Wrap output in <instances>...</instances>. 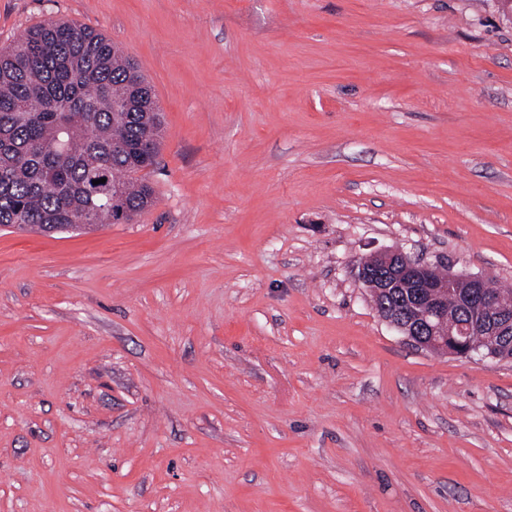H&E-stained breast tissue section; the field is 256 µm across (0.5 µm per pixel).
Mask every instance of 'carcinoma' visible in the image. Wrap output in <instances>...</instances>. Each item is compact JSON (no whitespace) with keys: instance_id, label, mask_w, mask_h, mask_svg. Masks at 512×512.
Returning a JSON list of instances; mask_svg holds the SVG:
<instances>
[{"instance_id":"carcinoma-1","label":"carcinoma","mask_w":512,"mask_h":512,"mask_svg":"<svg viewBox=\"0 0 512 512\" xmlns=\"http://www.w3.org/2000/svg\"><path fill=\"white\" fill-rule=\"evenodd\" d=\"M143 82L109 38L69 21L0 49V226L128 224L154 204L141 171L163 123L151 137Z\"/></svg>"}]
</instances>
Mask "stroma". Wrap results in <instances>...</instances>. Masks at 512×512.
Wrapping results in <instances>:
<instances>
[{
    "label": "stroma",
    "mask_w": 512,
    "mask_h": 512,
    "mask_svg": "<svg viewBox=\"0 0 512 512\" xmlns=\"http://www.w3.org/2000/svg\"><path fill=\"white\" fill-rule=\"evenodd\" d=\"M164 116L130 224L0 228V512H512V361L416 349L379 249L512 288L499 0H0Z\"/></svg>",
    "instance_id": "stroma-1"
}]
</instances>
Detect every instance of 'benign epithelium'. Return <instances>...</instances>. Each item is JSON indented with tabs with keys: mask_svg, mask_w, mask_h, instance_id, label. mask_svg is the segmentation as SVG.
<instances>
[{
	"mask_svg": "<svg viewBox=\"0 0 512 512\" xmlns=\"http://www.w3.org/2000/svg\"><path fill=\"white\" fill-rule=\"evenodd\" d=\"M378 263L362 259L355 280L372 299L379 317L415 348L455 357L512 360V292L502 294L479 276L448 270L430 276L433 265L399 249L375 253ZM462 301L468 321L448 319V294ZM401 295L400 306L385 299Z\"/></svg>",
	"mask_w": 512,
	"mask_h": 512,
	"instance_id": "7a95c632",
	"label": "benign epithelium"
}]
</instances>
